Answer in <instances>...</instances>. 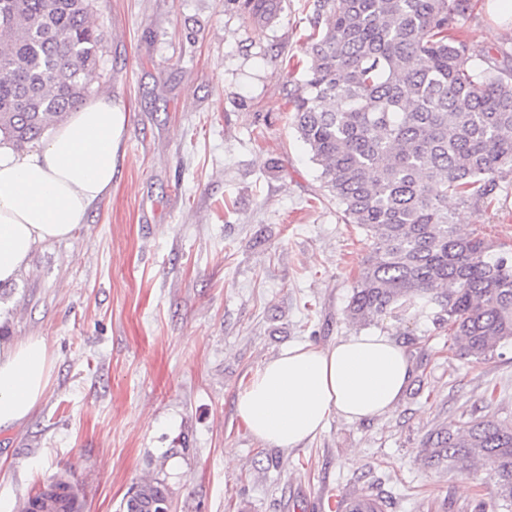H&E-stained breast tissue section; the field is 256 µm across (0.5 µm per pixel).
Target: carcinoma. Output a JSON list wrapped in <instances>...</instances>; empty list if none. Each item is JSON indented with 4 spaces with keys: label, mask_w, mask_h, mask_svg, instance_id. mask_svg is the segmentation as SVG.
Instances as JSON below:
<instances>
[{
    "label": "carcinoma",
    "mask_w": 512,
    "mask_h": 512,
    "mask_svg": "<svg viewBox=\"0 0 512 512\" xmlns=\"http://www.w3.org/2000/svg\"><path fill=\"white\" fill-rule=\"evenodd\" d=\"M278 0H245L273 18ZM469 0H313L304 80L290 98L293 125L344 221L372 241L352 287L359 322L422 296L448 320L459 355L481 360L512 340V255L460 233L454 208L492 203L512 173V69L457 35ZM93 0H0V132L14 148L42 137L91 92L100 40ZM425 460L488 467L512 508V425L485 414L426 437ZM77 496L60 476L21 512ZM165 480L134 489L124 512H169ZM346 512H387L357 496Z\"/></svg>",
    "instance_id": "1"
}]
</instances>
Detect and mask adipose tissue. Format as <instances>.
Masks as SVG:
<instances>
[{"instance_id": "1", "label": "adipose tissue", "mask_w": 512, "mask_h": 512, "mask_svg": "<svg viewBox=\"0 0 512 512\" xmlns=\"http://www.w3.org/2000/svg\"><path fill=\"white\" fill-rule=\"evenodd\" d=\"M123 121L111 96L99 95L26 155L0 138V284L16 280L38 246L69 236L111 189ZM52 365L43 338L0 341V429L24 423L38 407ZM411 373L406 349L386 336L296 343L238 392L236 414L263 443L296 448L331 416L356 422L389 413Z\"/></svg>"}]
</instances>
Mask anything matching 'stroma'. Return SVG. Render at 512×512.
Returning a JSON list of instances; mask_svg holds the SVG:
<instances>
[{
	"mask_svg": "<svg viewBox=\"0 0 512 512\" xmlns=\"http://www.w3.org/2000/svg\"><path fill=\"white\" fill-rule=\"evenodd\" d=\"M303 3L281 0L261 22L243 0H94L91 93L125 120L111 193L0 286V338H45L54 360L38 409L0 431L10 512L57 476L79 486L83 512H119L148 477L165 479L171 512H342L359 495L388 512H472L477 496L503 512L485 466L432 468L422 447L487 413L512 423V343L460 357L420 296L365 324L348 315L369 242L325 195L292 124L303 75L287 61L305 57ZM458 27L489 50L512 36L490 35L486 0H470ZM455 222L512 255V177ZM363 332L410 356L393 412L330 417L299 448L249 433L235 400L263 363Z\"/></svg>",
	"mask_w": 512,
	"mask_h": 512,
	"instance_id": "35a3bbf8",
	"label": "stroma"
}]
</instances>
